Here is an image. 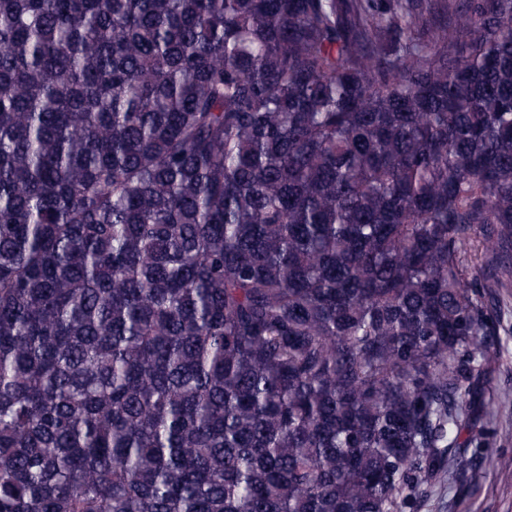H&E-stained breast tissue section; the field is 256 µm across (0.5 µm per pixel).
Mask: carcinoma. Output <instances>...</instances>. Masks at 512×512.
<instances>
[{
  "instance_id": "obj_1",
  "label": "carcinoma",
  "mask_w": 512,
  "mask_h": 512,
  "mask_svg": "<svg viewBox=\"0 0 512 512\" xmlns=\"http://www.w3.org/2000/svg\"><path fill=\"white\" fill-rule=\"evenodd\" d=\"M511 259L512 0H0V512H403Z\"/></svg>"
}]
</instances>
